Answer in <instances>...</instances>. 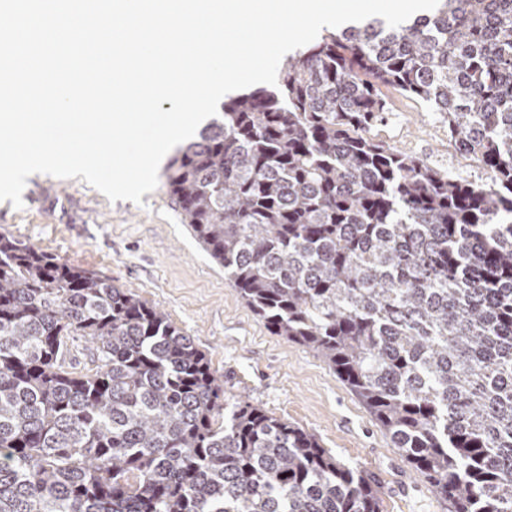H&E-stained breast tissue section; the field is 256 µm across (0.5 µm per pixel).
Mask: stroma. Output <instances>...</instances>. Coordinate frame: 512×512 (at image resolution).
Returning <instances> with one entry per match:
<instances>
[{
    "label": "stroma",
    "instance_id": "1",
    "mask_svg": "<svg viewBox=\"0 0 512 512\" xmlns=\"http://www.w3.org/2000/svg\"><path fill=\"white\" fill-rule=\"evenodd\" d=\"M393 110L376 129L394 149L458 177L485 171L456 157L424 103L385 89ZM22 208L0 201V235L131 289L206 354L228 392L314 433L342 464L370 473L383 512H448L362 402L312 351L272 335L194 237L164 185L141 203L109 201L82 178L29 176Z\"/></svg>",
    "mask_w": 512,
    "mask_h": 512
}]
</instances>
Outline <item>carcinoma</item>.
Segmentation results:
<instances>
[{"label": "carcinoma", "instance_id": "cac0c4a2", "mask_svg": "<svg viewBox=\"0 0 512 512\" xmlns=\"http://www.w3.org/2000/svg\"><path fill=\"white\" fill-rule=\"evenodd\" d=\"M427 103L477 183L371 130ZM246 306L338 375L452 512H512V0H439L286 57L164 173ZM96 368H64L68 342ZM304 429L228 394L128 288L0 236V512H382ZM65 366L70 371L86 373L96 367L92 344L81 336H76L71 346L70 355L66 358Z\"/></svg>", "mask_w": 512, "mask_h": 512}]
</instances>
